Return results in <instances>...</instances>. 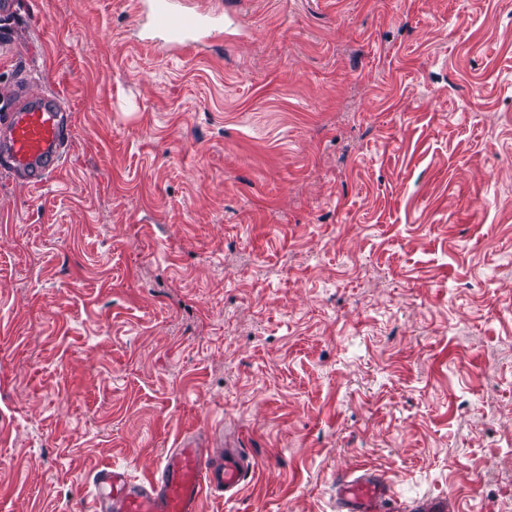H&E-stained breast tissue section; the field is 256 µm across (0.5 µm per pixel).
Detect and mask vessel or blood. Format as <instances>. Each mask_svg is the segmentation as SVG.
<instances>
[{
    "instance_id": "b4317fda",
    "label": "vessel or blood",
    "mask_w": 512,
    "mask_h": 512,
    "mask_svg": "<svg viewBox=\"0 0 512 512\" xmlns=\"http://www.w3.org/2000/svg\"><path fill=\"white\" fill-rule=\"evenodd\" d=\"M135 6L145 41L173 55L212 44L222 37L225 23L238 21L236 15H225L223 7L201 9L186 0H136ZM73 124L57 94L33 97L18 88L11 107L0 111V149L9 158L11 173L32 185L48 181L63 165ZM252 469L244 449L215 454L183 438L147 475L132 476L115 464L97 469L83 512H201L206 496H237ZM335 506L336 512H454L445 496L398 500L385 475L366 467L337 476Z\"/></svg>"
}]
</instances>
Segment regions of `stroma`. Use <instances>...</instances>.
Segmentation results:
<instances>
[{
    "mask_svg": "<svg viewBox=\"0 0 512 512\" xmlns=\"http://www.w3.org/2000/svg\"><path fill=\"white\" fill-rule=\"evenodd\" d=\"M0 96L67 160L0 169V512H77L176 438L257 467L201 512H512V0H243L206 51L133 0H16ZM11 107L0 110L1 148L13 175L32 185L48 181L62 167L74 117L52 92L31 97L19 87ZM336 512H454L447 496L401 502L384 474L361 467L353 475L336 476Z\"/></svg>",
    "mask_w": 512,
    "mask_h": 512,
    "instance_id": "stroma-1",
    "label": "stroma"
}]
</instances>
